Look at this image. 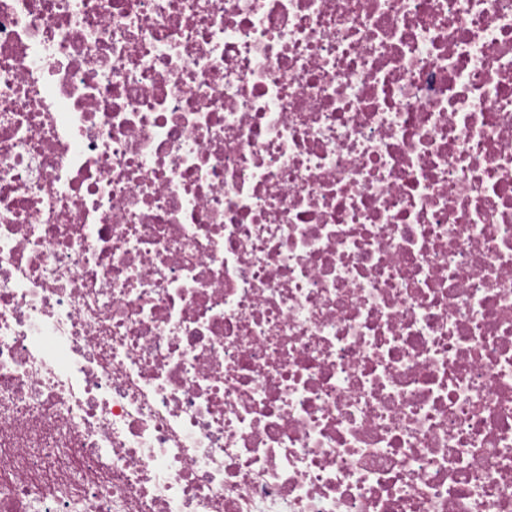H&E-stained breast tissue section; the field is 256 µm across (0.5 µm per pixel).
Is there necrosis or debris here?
I'll return each instance as SVG.
<instances>
[{"label":"necrosis or debris","mask_w":512,"mask_h":512,"mask_svg":"<svg viewBox=\"0 0 512 512\" xmlns=\"http://www.w3.org/2000/svg\"><path fill=\"white\" fill-rule=\"evenodd\" d=\"M0 512H512V0H0Z\"/></svg>","instance_id":"necrosis-or-debris-1"}]
</instances>
